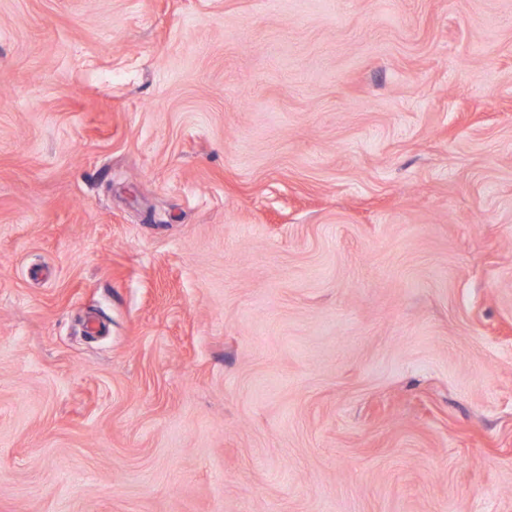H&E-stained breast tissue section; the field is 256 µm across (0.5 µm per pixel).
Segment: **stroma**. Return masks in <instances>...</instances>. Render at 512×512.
I'll return each mask as SVG.
<instances>
[{
    "label": "stroma",
    "instance_id": "stroma-1",
    "mask_svg": "<svg viewBox=\"0 0 512 512\" xmlns=\"http://www.w3.org/2000/svg\"><path fill=\"white\" fill-rule=\"evenodd\" d=\"M512 0H0V512H512Z\"/></svg>",
    "mask_w": 512,
    "mask_h": 512
}]
</instances>
